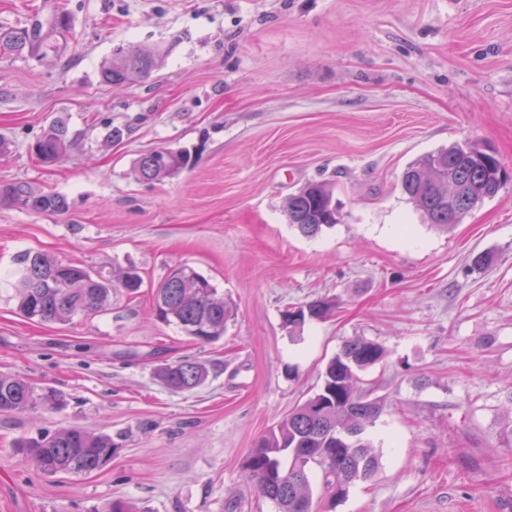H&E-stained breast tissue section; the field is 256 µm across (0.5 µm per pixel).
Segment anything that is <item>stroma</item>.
<instances>
[{
    "instance_id": "35a3bbf8",
    "label": "stroma",
    "mask_w": 512,
    "mask_h": 512,
    "mask_svg": "<svg viewBox=\"0 0 512 512\" xmlns=\"http://www.w3.org/2000/svg\"><path fill=\"white\" fill-rule=\"evenodd\" d=\"M66 50L0 55V185L67 197L64 214L0 205V373L53 387L62 406L0 414V512H275L244 477L256 442L312 396L354 336L385 358L361 373L382 413L366 432L376 475L315 512H512V0H67ZM150 52L148 78L107 85L117 48ZM67 116L72 148L39 165L30 145ZM121 139L105 142L107 126ZM467 140L509 179L442 231L401 189L420 155ZM184 150L189 166L139 179V158ZM334 185L340 222L290 226L289 196ZM118 271L106 312L36 324L17 310L22 252ZM487 252L493 263L471 266ZM185 263L234 316L197 345L152 313ZM333 314L292 328L288 307ZM192 356L210 374L174 393L157 365ZM82 426L111 461L46 475L14 448Z\"/></svg>"
}]
</instances>
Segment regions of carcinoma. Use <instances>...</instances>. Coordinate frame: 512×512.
I'll use <instances>...</instances> for the list:
<instances>
[{"label":"carcinoma","instance_id":"cac0c4a2","mask_svg":"<svg viewBox=\"0 0 512 512\" xmlns=\"http://www.w3.org/2000/svg\"><path fill=\"white\" fill-rule=\"evenodd\" d=\"M70 33L68 14L59 6L43 20L23 29L0 28V53L28 52L42 59L54 58L66 47ZM154 68L149 55L123 50L101 71L111 85L147 77ZM71 147L68 119L57 117L33 143L36 160L52 165ZM190 161L184 151H153L140 158V176L162 181ZM504 185V172L497 158L474 141L428 152L405 169L401 187L408 200L422 212L424 220L447 229ZM0 202L37 214L68 210L67 198L56 192L37 190L26 183L0 186ZM288 221L307 237H314L337 223L333 186L310 182L288 200ZM18 277L17 308L36 323L69 324L79 315L101 313L111 305L112 289L137 293L141 276L130 268L117 283L102 272L79 263H62L45 253L23 252L15 258ZM156 317L177 324L200 344L224 336L232 316L217 288L193 267L185 264L168 274L152 296ZM333 303L320 299L289 308L283 319L290 327L306 320H323ZM385 357L384 348L361 336L345 341L326 366L323 380L303 404L293 408L262 436L244 464L246 478L277 508V512H313L311 474L321 476L322 491L334 503L343 501L351 486L370 479L379 459L365 438L368 426L378 418L377 401L357 388L359 373ZM163 385L175 393L192 391L208 378L205 365L184 357L157 371ZM62 400L53 388L35 391L25 379L0 374V412H24L40 406L52 409ZM37 469L45 474H89L112 458V438L84 427L44 432L16 443Z\"/></svg>","mask_w":512,"mask_h":512}]
</instances>
